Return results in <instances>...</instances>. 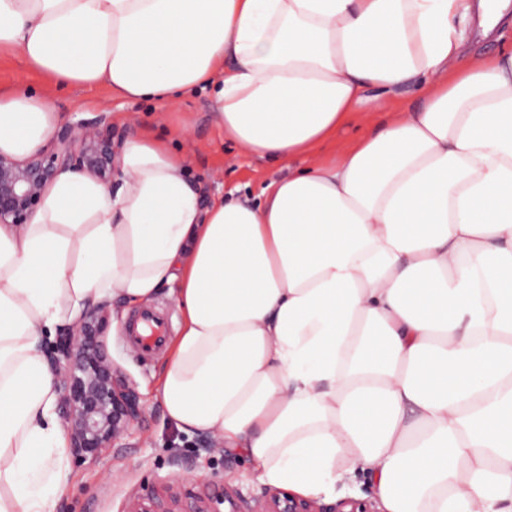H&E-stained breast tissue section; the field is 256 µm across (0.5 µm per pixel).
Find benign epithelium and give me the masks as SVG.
I'll return each mask as SVG.
<instances>
[{
    "instance_id": "7a95c632",
    "label": "benign epithelium",
    "mask_w": 512,
    "mask_h": 512,
    "mask_svg": "<svg viewBox=\"0 0 512 512\" xmlns=\"http://www.w3.org/2000/svg\"><path fill=\"white\" fill-rule=\"evenodd\" d=\"M121 144L112 124L100 118L60 128L51 146L39 145L23 157L0 148V224L29 223L48 187L65 170L83 171L112 187ZM110 320L108 305L94 308L66 329L50 355L71 453L83 462L124 447L145 412L137 384L108 353ZM170 465L178 471L159 479L146 494H130L122 512H218L221 504L225 512H379L364 499L326 504L276 487L245 495L229 482L218 498L205 481L194 489L185 487L189 466L184 457L173 456Z\"/></svg>"
}]
</instances>
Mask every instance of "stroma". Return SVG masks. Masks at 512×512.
I'll list each match as a JSON object with an SVG mask.
<instances>
[{"instance_id": "obj_1", "label": "stroma", "mask_w": 512, "mask_h": 512, "mask_svg": "<svg viewBox=\"0 0 512 512\" xmlns=\"http://www.w3.org/2000/svg\"><path fill=\"white\" fill-rule=\"evenodd\" d=\"M56 126L106 117L116 131L130 136L140 130L168 139L173 150L185 154L187 174L204 197L229 191L257 198L264 183L282 175L281 165L247 156L215 126L209 92L199 91L165 106L148 100L122 99L103 86L62 90L54 97ZM166 321V340L176 338L179 313L167 293L151 305ZM150 354L132 349L124 327L110 330L109 352L138 386L146 408L142 423L133 430L134 447L117 448L94 462L67 458L69 483L55 502L54 512H120L127 497L146 493L168 474L169 460L179 454L191 461L196 473L208 478L214 493L225 481L243 491H257L263 481L252 462L221 448H199V436L180 431L166 416L155 391L169 350Z\"/></svg>"}]
</instances>
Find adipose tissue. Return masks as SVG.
<instances>
[{
	"mask_svg": "<svg viewBox=\"0 0 512 512\" xmlns=\"http://www.w3.org/2000/svg\"><path fill=\"white\" fill-rule=\"evenodd\" d=\"M512 0H0V52L56 87L197 90L243 153L289 162L261 202L202 207L139 135L107 189L57 176L0 225V512H53L67 439L45 337L165 291L168 417L307 497L357 474L382 512H512ZM422 90L416 110L391 95ZM382 116L317 154L358 107ZM49 94L0 93V147L42 144ZM304 166H293L295 158ZM373 127L372 120L369 124H365L360 118L357 119L353 124L339 131L336 137L325 145L322 158L325 160L337 158L349 142Z\"/></svg>",
	"mask_w": 512,
	"mask_h": 512,
	"instance_id": "adipose-tissue-1",
	"label": "adipose tissue"
}]
</instances>
